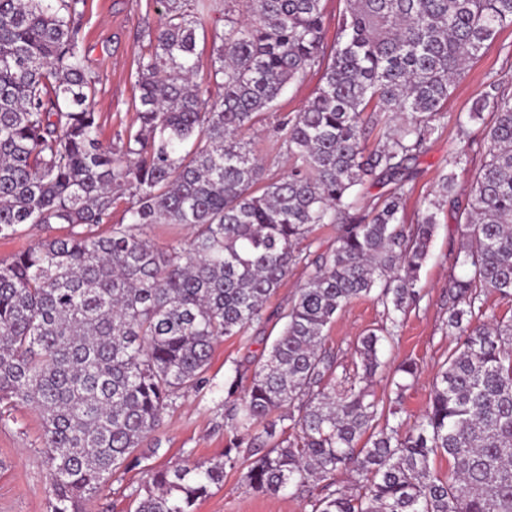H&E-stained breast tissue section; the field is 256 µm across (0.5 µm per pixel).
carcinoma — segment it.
Wrapping results in <instances>:
<instances>
[{
	"mask_svg": "<svg viewBox=\"0 0 512 512\" xmlns=\"http://www.w3.org/2000/svg\"><path fill=\"white\" fill-rule=\"evenodd\" d=\"M161 2L165 22L137 62L138 127L116 150L101 139L81 49L86 0H0V235L72 228L0 261V405L41 415L51 512H85L113 475L141 465L163 411L206 384L214 343L261 323L295 267L305 280L283 331L247 388L239 372L224 381V460L145 468L134 512H196L226 465L262 494L318 485L311 512H512V319L484 306L488 292L512 299V94L499 75L455 119L457 139L483 149L467 201L454 170L472 157L453 151L405 222L413 165L466 65L512 27V0H346L331 43L323 0H241L240 15L222 0ZM209 35L215 95L193 82ZM311 71L313 98L275 126L291 160L279 175L243 134ZM367 186L390 190L360 206ZM124 193L127 223L114 224ZM445 207L463 239L448 274L456 346L407 428L404 385L386 404L370 383L378 346L420 298ZM98 224L108 235L89 231ZM156 224L192 234L161 250L146 237ZM328 225L336 247L322 251L312 235ZM372 294L385 322L357 343L363 374L345 389L326 331ZM439 455L447 480L430 466ZM343 470L357 475L349 490L336 483Z\"/></svg>",
	"mask_w": 512,
	"mask_h": 512,
	"instance_id": "cac0c4a2",
	"label": "carcinoma"
}]
</instances>
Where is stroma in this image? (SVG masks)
Returning a JSON list of instances; mask_svg holds the SVG:
<instances>
[{
  "label": "stroma",
  "instance_id": "35a3bbf8",
  "mask_svg": "<svg viewBox=\"0 0 512 512\" xmlns=\"http://www.w3.org/2000/svg\"><path fill=\"white\" fill-rule=\"evenodd\" d=\"M164 22L161 0H87L81 24L83 50L96 80L95 110L104 141L125 134L135 120L137 60L147 48L148 31ZM512 28L500 31L497 39L475 60L448 99L445 128L417 164L415 190L407 202L406 219L414 221L419 202L433 195L442 174L448 170V153L463 149L455 136L454 119L467 111L482 90L487 74L497 73L512 83ZM319 73L308 74L292 85L280 99L277 113L295 112L312 97L319 85ZM277 113L247 131L257 156L271 170L286 173V152L277 143L273 126ZM430 245L429 257L421 269L418 288L422 298L403 317L399 336L379 347L381 366L373 380L377 397L389 398L397 382H406L401 401L405 425H413L424 413L433 382L455 345L448 334L446 284L450 253L458 249L461 237L448 211H441ZM305 279L302 269H293L265 305V319L245 336L224 337L214 345L206 377L200 391L188 392L168 407L159 428L142 447L149 466L172 467L195 461L223 459L224 381L234 373L251 374L280 335V315L291 306ZM384 320V308L374 297L352 301L327 331L326 344L335 351L337 376L343 384L358 380L361 370L354 355L360 336L377 328ZM419 367L416 377L407 379L397 367L406 359ZM42 421L27 405L18 406L0 420V512H50L48 479L41 454ZM242 468L224 471V483L212 489L200 502L197 512H309L306 493L289 488L275 495L253 491L242 477ZM144 481L141 468L119 472L89 504L90 512H126L132 494Z\"/></svg>",
  "mask_w": 512,
  "mask_h": 512
}]
</instances>
